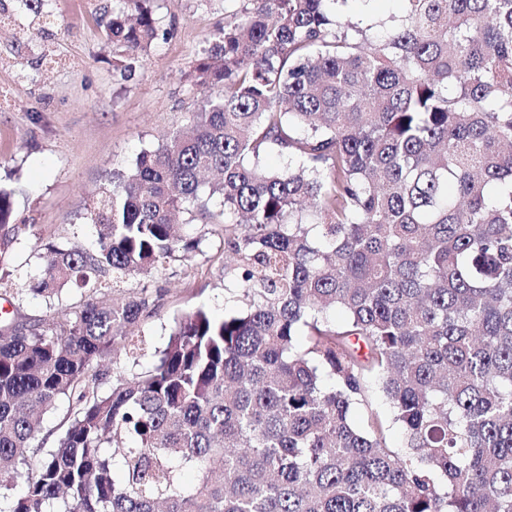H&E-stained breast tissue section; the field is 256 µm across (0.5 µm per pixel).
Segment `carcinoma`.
<instances>
[{
	"instance_id": "obj_1",
	"label": "carcinoma",
	"mask_w": 512,
	"mask_h": 512,
	"mask_svg": "<svg viewBox=\"0 0 512 512\" xmlns=\"http://www.w3.org/2000/svg\"><path fill=\"white\" fill-rule=\"evenodd\" d=\"M122 2L106 29L130 70L158 27L149 0ZM337 2L229 14L190 127L100 188L93 248L45 245L29 291L84 292L0 321V475L34 471L0 484V512H512V0H400L381 37ZM14 195L5 295L30 229ZM179 214L221 226L242 307L174 317L141 370L127 328L166 293L148 282L202 252Z\"/></svg>"
}]
</instances>
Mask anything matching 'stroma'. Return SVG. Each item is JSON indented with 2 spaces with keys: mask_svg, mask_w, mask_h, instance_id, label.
<instances>
[{
  "mask_svg": "<svg viewBox=\"0 0 512 512\" xmlns=\"http://www.w3.org/2000/svg\"><path fill=\"white\" fill-rule=\"evenodd\" d=\"M15 20L0 23V89L14 105L0 110V185L14 189V221L29 225L10 257L13 303L0 316L49 317L29 290L44 273L42 246L89 248L95 227L87 208L113 172L141 150L188 125L200 94L195 66L236 0H153L160 36L127 72L112 65L105 25L119 0H46L41 14L5 0ZM154 282L166 289L158 315L136 330L148 349L162 347L173 315L205 306L221 317L237 304L224 291L216 250L192 258Z\"/></svg>",
  "mask_w": 512,
  "mask_h": 512,
  "instance_id": "obj_1",
  "label": "stroma"
}]
</instances>
